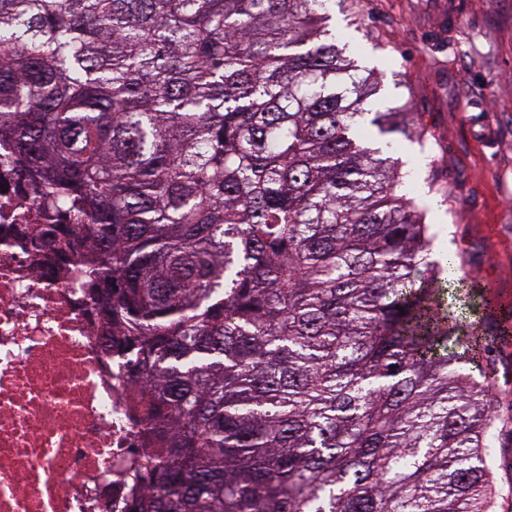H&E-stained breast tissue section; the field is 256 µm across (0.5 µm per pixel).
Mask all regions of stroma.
Returning a JSON list of instances; mask_svg holds the SVG:
<instances>
[{"instance_id":"obj_1","label":"stroma","mask_w":512,"mask_h":512,"mask_svg":"<svg viewBox=\"0 0 512 512\" xmlns=\"http://www.w3.org/2000/svg\"><path fill=\"white\" fill-rule=\"evenodd\" d=\"M336 42L383 74L376 108L407 102L425 134L393 155L410 195L455 256L466 289L512 300V0H354ZM504 464L494 512H512V337L495 343Z\"/></svg>"}]
</instances>
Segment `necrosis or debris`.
Masks as SVG:
<instances>
[{
    "label": "necrosis or debris",
    "mask_w": 512,
    "mask_h": 512,
    "mask_svg": "<svg viewBox=\"0 0 512 512\" xmlns=\"http://www.w3.org/2000/svg\"><path fill=\"white\" fill-rule=\"evenodd\" d=\"M0 144V512H128L148 493L135 393L104 346L77 251Z\"/></svg>",
    "instance_id": "necrosis-or-debris-1"
}]
</instances>
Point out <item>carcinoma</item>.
<instances>
[{
  "label": "carcinoma",
  "instance_id": "carcinoma-1",
  "mask_svg": "<svg viewBox=\"0 0 512 512\" xmlns=\"http://www.w3.org/2000/svg\"><path fill=\"white\" fill-rule=\"evenodd\" d=\"M336 0H0V141L79 245L136 400L133 512H492L488 331L359 135ZM473 309L512 335V302Z\"/></svg>",
  "mask_w": 512,
  "mask_h": 512
}]
</instances>
